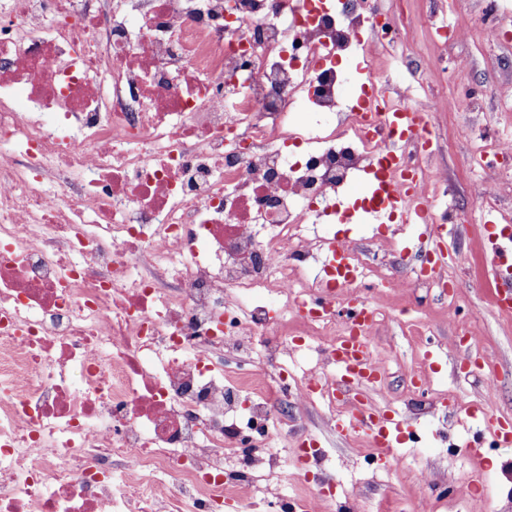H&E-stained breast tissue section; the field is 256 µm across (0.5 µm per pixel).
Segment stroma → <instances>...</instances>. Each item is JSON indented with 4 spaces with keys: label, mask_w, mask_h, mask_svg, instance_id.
Segmentation results:
<instances>
[{
    "label": "stroma",
    "mask_w": 512,
    "mask_h": 512,
    "mask_svg": "<svg viewBox=\"0 0 512 512\" xmlns=\"http://www.w3.org/2000/svg\"><path fill=\"white\" fill-rule=\"evenodd\" d=\"M385 5L403 25L401 40L381 51L393 70L394 86H411L416 100L439 96L449 104L447 112L429 118L437 143L433 160L442 171L440 185L429 196L444 200L457 214L456 233L448 242L447 273L453 286L401 287L418 263L417 254L410 253L405 264L390 269L391 285L368 291L380 299L372 350L381 377L363 395L392 417L412 420V433L394 443L395 455H409V464H384L373 455L366 435H336L318 401L289 407L287 426L270 433L272 443L282 449L315 438L318 458L300 471L285 466L270 482L294 502L314 495L332 499V512H431V481L440 477L456 492L453 512H512V446L481 434L485 452L477 459L464 445L478 432L465 405H487L512 417V319L504 320L494 306L485 257L487 221L512 226V160L502 164L509 176L500 181L494 197L475 203L476 185L487 175L471 165L474 142L467 134L479 127L512 140V0H441L437 24L466 29L441 41L434 40L424 21V0H385ZM496 10L505 22L490 41L486 25ZM442 54L450 63L447 72L409 75L421 59ZM468 89L482 93L480 110L458 107ZM469 325L478 337L466 342L462 336ZM416 377L439 395L436 416L411 419ZM450 394L456 404H448ZM270 482L261 476L255 484L241 486L249 512H273L263 493Z\"/></svg>",
    "instance_id": "obj_1"
}]
</instances>
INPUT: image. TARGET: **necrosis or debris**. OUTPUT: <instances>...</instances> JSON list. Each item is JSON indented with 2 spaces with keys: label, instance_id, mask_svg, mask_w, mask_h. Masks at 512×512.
Instances as JSON below:
<instances>
[{
  "label": "necrosis or debris",
  "instance_id": "1",
  "mask_svg": "<svg viewBox=\"0 0 512 512\" xmlns=\"http://www.w3.org/2000/svg\"><path fill=\"white\" fill-rule=\"evenodd\" d=\"M399 29L378 0H0V512H222L278 474L288 400L345 413L322 383L372 327L337 332L324 282L394 251L340 276L311 230L387 139L340 61Z\"/></svg>",
  "mask_w": 512,
  "mask_h": 512
}]
</instances>
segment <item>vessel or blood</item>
I'll use <instances>...</instances> for the list:
<instances>
[{
    "label": "vessel or blood",
    "instance_id": "vessel-or-blood-1",
    "mask_svg": "<svg viewBox=\"0 0 512 512\" xmlns=\"http://www.w3.org/2000/svg\"><path fill=\"white\" fill-rule=\"evenodd\" d=\"M371 104V111L361 115L362 127L368 130L388 125L398 131V138L389 140L384 146V151L390 155L396 172L387 189H380L375 183H362L357 186L356 191L369 196L382 195L383 202L380 207L368 214L372 223L407 224L413 221L415 210H424L430 206L428 198L417 195L414 183L402 177V172L407 167V146L411 143L433 145V135L428 132L421 113L416 112L414 108L406 107L396 111L386 109L381 97L376 94L372 95ZM448 235L447 225L429 224L426 225L424 234L418 238V245L426 250L433 270H440L448 262V250L445 245ZM487 264L492 277L503 278L504 269L512 267V237L505 239L497 234L489 236ZM503 280L498 305L512 310V277ZM336 362L342 379L354 390L376 380L380 373L379 365L363 340L337 348ZM476 412L485 429L492 431L499 442L512 445L511 418L497 415L485 406L477 407ZM333 429L342 436L355 432L366 434L376 447L381 448L383 457L388 459L393 452L394 434L400 431L401 426L390 416L378 414L376 408L363 402L359 405L358 416L337 420Z\"/></svg>",
    "mask_w": 512,
    "mask_h": 512
}]
</instances>
